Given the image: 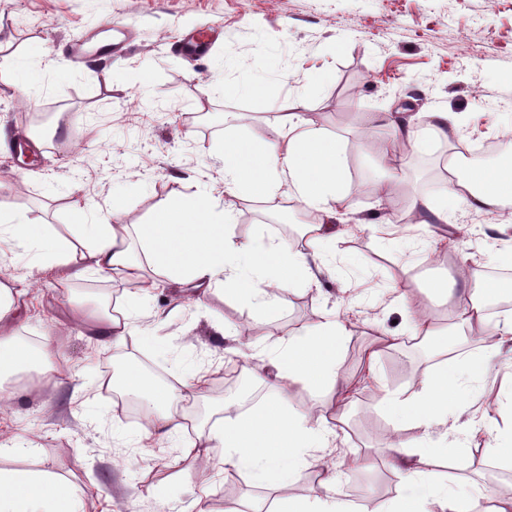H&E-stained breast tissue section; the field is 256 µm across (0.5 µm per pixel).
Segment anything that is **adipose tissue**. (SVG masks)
<instances>
[{"mask_svg": "<svg viewBox=\"0 0 512 512\" xmlns=\"http://www.w3.org/2000/svg\"><path fill=\"white\" fill-rule=\"evenodd\" d=\"M388 129L376 152L382 166H394L407 150L439 140L447 143L443 164L444 199L416 194L399 220L380 223L360 218L353 224L336 223L335 217L352 211L344 187L346 157L343 145L322 126L289 113L286 123L271 126L267 137L228 134L224 137V192L239 200L260 198L267 202L288 200L308 217L299 240L272 239L256 245L236 237L231 229L232 210L217 207L211 197H174L162 201L142 224H88L76 242L35 236L18 216L0 212V243L32 255L39 271L61 285L95 274L135 283L137 295L149 301L155 288L173 282L187 286L195 301L224 292L254 305L287 301L295 290L322 291L325 280L335 278L332 263L336 242L344 235L368 230L388 235L404 233L423 224H451L450 206H465L476 213L494 215L488 229L494 245L512 249V152L501 153L488 165L470 162L466 139L460 133L458 113L443 108L435 112H376L359 118L362 135L374 127ZM430 254H456L455 278L447 284L423 285L412 267H405V282L393 283L394 300L403 309L408 328L400 332L375 328L360 358V367L346 374L342 346L352 337L355 323L350 311H326L312 327L290 333L277 349L262 343L251 346L248 375L265 385L269 401L251 413L225 403L224 425L193 430L184 410L201 391L206 375L196 372L178 386L148 391L144 375L129 369L123 378L125 393L151 401L142 434L161 439L181 436L185 442L170 464L175 478L207 468L210 449H223L225 469L257 476L271 497L269 509L251 512H360L336 490V465H367L365 456L349 449L336 460L331 445L357 392L376 380L384 349L398 348L419 339L436 343L438 354L448 352L445 341L451 329L476 337L483 345L482 358L456 359L440 365L427 376L414 397L385 394L382 408L391 428L378 443L377 452L399 477L405 496L390 501L386 512H471V498L448 492V464L470 470L475 456H490L491 448L476 441L477 422L468 421L465 450L448 446L449 409L465 411L481 404V420L493 421L502 407L512 408V370L503 374L497 392L476 389L475 381L489 358L503 348L512 349V316L491 321L487 313L494 285H474L473 255L461 249L460 239L441 238ZM36 284L33 274L0 278V400H7L4 380L39 363V356L17 340L12 322ZM448 303V324L439 326L430 305L438 294ZM77 318L97 343L120 345L133 335L127 310L100 314L78 308ZM310 395L309 406L294 405L297 393ZM415 431L406 439V431ZM312 468L319 475L320 492L300 500L284 496L294 471ZM0 512H81L80 499L70 482L42 470L0 468Z\"/></svg>", "mask_w": 512, "mask_h": 512, "instance_id": "adipose-tissue-1", "label": "adipose tissue"}]
</instances>
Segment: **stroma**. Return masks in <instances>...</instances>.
I'll use <instances>...</instances> for the list:
<instances>
[{"label": "stroma", "mask_w": 512, "mask_h": 512, "mask_svg": "<svg viewBox=\"0 0 512 512\" xmlns=\"http://www.w3.org/2000/svg\"><path fill=\"white\" fill-rule=\"evenodd\" d=\"M107 20L133 27L135 40L95 64L65 59L64 44L99 35ZM206 29L212 54L226 61L223 73L213 72L206 59L190 64L173 47L184 33ZM35 48L50 65L32 98L0 94V140L30 130L42 136L43 146L22 152L0 147V210L67 240L93 218L140 224L161 200L203 191L218 206L234 205L239 238L261 244L284 236L287 215L275 217L262 203L225 196L224 134L202 133L207 117L220 123L225 113L244 112L253 117L250 133L260 134L302 101L304 115L344 145L353 211L340 221L349 224L370 214L395 217L415 194H445L441 163L448 146L439 141L404 155L391 200L380 204L364 192L380 171L373 144H360L353 134L359 114L447 107L459 112L476 149L497 121L512 115V0H0V66L13 67ZM242 75L262 84L263 93L241 91ZM59 112L67 123L57 130ZM78 202L93 206L95 216L77 212ZM454 218L469 225L466 248L479 268L512 258L489 250V216L459 207ZM447 231L442 224L421 226L412 239L391 244L368 232L347 236L336 245L337 279L326 282L324 296L297 295L257 308L215 295L163 322L129 302L134 284L90 276L62 287L42 278L14 332L32 347L51 343L52 362L67 366L71 376L10 400L0 414V441L24 436L33 446L23 454L0 450V465L69 479L82 512H193L205 487L211 512L264 497L265 488L250 474L225 470L219 448L212 449L206 470L167 481L166 464L178 447L171 441L141 447L147 403H117L101 387L114 355L143 368L158 389L168 387L169 377L213 365L232 372L244 360L225 352L217 325L260 328L265 343L274 345L299 326L316 324L340 302L339 283L346 280L358 297L357 327L342 361L346 372H354L366 331L403 324L387 289L401 278L405 262L415 263L423 279L447 281L453 257L427 259L421 251ZM116 302L129 305L136 327L117 351L83 336L72 316L78 305L102 311ZM436 362L420 349L384 351L379 377L356 396L337 449L374 446L388 428L383 394L417 395ZM254 398L266 401L264 387L253 384L240 393L218 378L198 396L191 417L204 428L217 427L224 423L225 402L243 405ZM337 487L364 512H384L401 492L398 478L379 462L340 471Z\"/></svg>", "instance_id": "stroma-1"}]
</instances>
